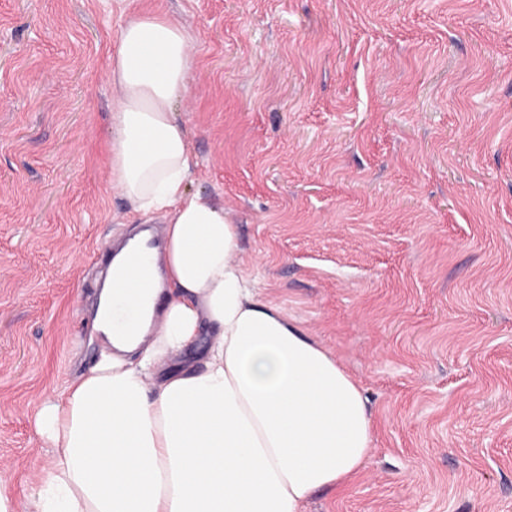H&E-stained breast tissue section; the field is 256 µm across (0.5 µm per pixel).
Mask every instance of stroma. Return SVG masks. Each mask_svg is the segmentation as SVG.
Masks as SVG:
<instances>
[{"label":"stroma","mask_w":512,"mask_h":512,"mask_svg":"<svg viewBox=\"0 0 512 512\" xmlns=\"http://www.w3.org/2000/svg\"><path fill=\"white\" fill-rule=\"evenodd\" d=\"M196 56L177 118L259 288L359 382L371 450L302 512H512V0H137ZM120 0H0V486L92 368L134 230L104 151Z\"/></svg>","instance_id":"35a3bbf8"}]
</instances>
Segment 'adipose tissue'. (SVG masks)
I'll list each match as a JSON object with an SVG mask.
<instances>
[{
    "mask_svg": "<svg viewBox=\"0 0 512 512\" xmlns=\"http://www.w3.org/2000/svg\"><path fill=\"white\" fill-rule=\"evenodd\" d=\"M109 61L111 184L143 223L163 222L168 302L150 330L125 333L130 303L103 288L94 328L105 349L90 373L44 402L49 453L38 512H302L316 491L363 466L371 419L359 382L264 299L238 257L222 205L189 192L194 157L175 105L194 65L180 22L130 11ZM201 363L174 364L201 332Z\"/></svg>",
    "mask_w": 512,
    "mask_h": 512,
    "instance_id": "adipose-tissue-1",
    "label": "adipose tissue"
}]
</instances>
